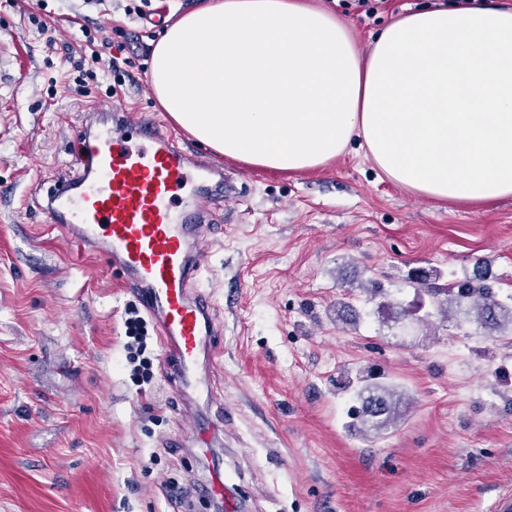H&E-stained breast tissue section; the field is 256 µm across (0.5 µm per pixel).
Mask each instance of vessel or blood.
<instances>
[{
  "instance_id": "vessel-or-blood-1",
  "label": "vessel or blood",
  "mask_w": 512,
  "mask_h": 512,
  "mask_svg": "<svg viewBox=\"0 0 512 512\" xmlns=\"http://www.w3.org/2000/svg\"><path fill=\"white\" fill-rule=\"evenodd\" d=\"M43 211L70 241L125 274L155 322L181 388L204 395L219 353L210 302L194 293L215 195L235 196L223 168L179 148L168 131L113 104L93 114Z\"/></svg>"
}]
</instances>
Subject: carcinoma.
<instances>
[{"label": "carcinoma", "instance_id": "1", "mask_svg": "<svg viewBox=\"0 0 512 512\" xmlns=\"http://www.w3.org/2000/svg\"><path fill=\"white\" fill-rule=\"evenodd\" d=\"M410 283L415 290L424 291L432 298L436 313H443L451 301L466 314L474 315L478 327L488 336L495 335L506 325L512 327V296L507 302L500 299L493 287L481 277L439 284L433 280L432 274L420 268L412 272ZM366 292L378 308L385 311L393 309L388 294L381 286L375 284ZM337 385L339 390L351 393L358 403L349 422L352 431L364 435L396 424L402 396L395 386L378 381V375L372 372L354 378L344 376Z\"/></svg>", "mask_w": 512, "mask_h": 512}]
</instances>
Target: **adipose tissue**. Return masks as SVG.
<instances>
[{
	"instance_id": "adipose-tissue-1",
	"label": "adipose tissue",
	"mask_w": 512,
	"mask_h": 512,
	"mask_svg": "<svg viewBox=\"0 0 512 512\" xmlns=\"http://www.w3.org/2000/svg\"><path fill=\"white\" fill-rule=\"evenodd\" d=\"M148 77L180 128L251 167L314 170L356 141L416 195L512 196V9L488 0L400 15L364 52L301 0H208Z\"/></svg>"
}]
</instances>
